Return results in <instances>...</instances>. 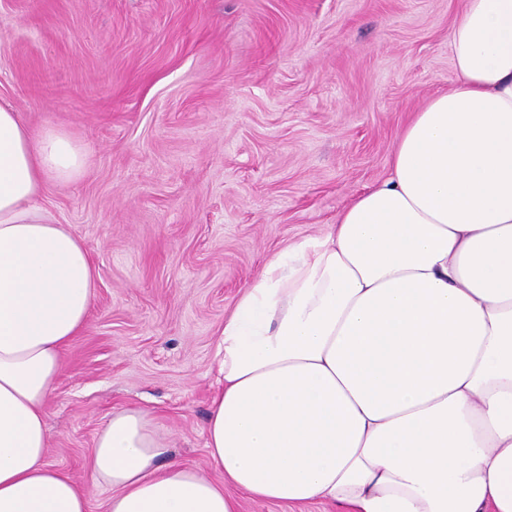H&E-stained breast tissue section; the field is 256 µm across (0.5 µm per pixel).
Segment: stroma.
Returning a JSON list of instances; mask_svg holds the SVG:
<instances>
[{"label": "stroma", "mask_w": 512, "mask_h": 512, "mask_svg": "<svg viewBox=\"0 0 512 512\" xmlns=\"http://www.w3.org/2000/svg\"><path fill=\"white\" fill-rule=\"evenodd\" d=\"M462 0H0V101L57 127L84 174L41 198L86 243L96 296L47 406V461L87 485L113 411L150 412L177 461L203 430L224 321L262 266L390 170L453 79Z\"/></svg>", "instance_id": "obj_1"}]
</instances>
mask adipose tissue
<instances>
[{
    "instance_id": "ef3b65f1",
    "label": "adipose tissue",
    "mask_w": 512,
    "mask_h": 512,
    "mask_svg": "<svg viewBox=\"0 0 512 512\" xmlns=\"http://www.w3.org/2000/svg\"><path fill=\"white\" fill-rule=\"evenodd\" d=\"M454 80L389 176L264 264L224 322L204 438L218 479L114 411L89 463L105 512H238L237 493L350 512H512V0H462ZM84 148L0 105V512H90L49 464L46 406L96 295L41 197Z\"/></svg>"
}]
</instances>
